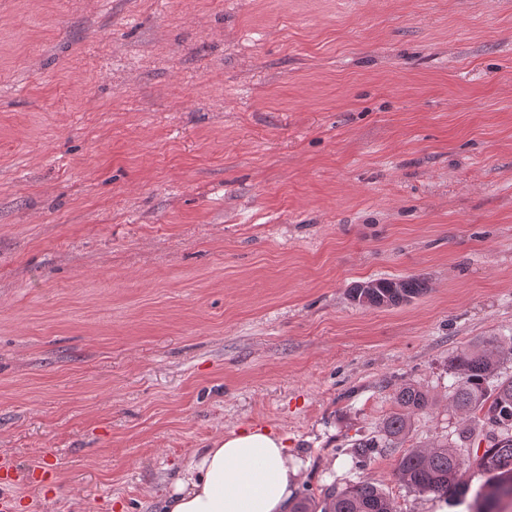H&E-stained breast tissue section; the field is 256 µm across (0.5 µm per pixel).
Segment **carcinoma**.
<instances>
[{
  "label": "carcinoma",
  "instance_id": "obj_1",
  "mask_svg": "<svg viewBox=\"0 0 512 512\" xmlns=\"http://www.w3.org/2000/svg\"><path fill=\"white\" fill-rule=\"evenodd\" d=\"M427 291L428 283L420 276L377 278L355 284L348 297L360 307L385 308L406 304ZM501 364L495 337L486 339L479 350L464 347L449 360L448 371L455 378L452 406L467 416L480 415L487 446L482 454H472L471 431L463 428L452 445L434 439L411 449L398 466V475L408 488L459 504L465 500L468 488L459 481L458 473L473 465L488 475V481L469 504V512H497L496 505L503 497L512 496V375H502ZM394 399L399 411L382 421L381 432L395 443L406 436L411 415L427 410L432 397L420 386L407 382L396 390ZM376 447L371 438L356 443L352 468L363 469ZM317 507L320 512H394L380 485L368 480L344 488L330 486L319 506L305 496L291 512H315Z\"/></svg>",
  "mask_w": 512,
  "mask_h": 512
}]
</instances>
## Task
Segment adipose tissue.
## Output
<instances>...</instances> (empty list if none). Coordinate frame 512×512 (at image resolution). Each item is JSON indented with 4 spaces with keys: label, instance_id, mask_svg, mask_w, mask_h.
Masks as SVG:
<instances>
[{
    "label": "adipose tissue",
    "instance_id": "adipose-tissue-1",
    "mask_svg": "<svg viewBox=\"0 0 512 512\" xmlns=\"http://www.w3.org/2000/svg\"><path fill=\"white\" fill-rule=\"evenodd\" d=\"M299 468L281 437L258 428L212 440L162 499L163 512H288Z\"/></svg>",
    "mask_w": 512,
    "mask_h": 512
}]
</instances>
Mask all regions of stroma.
Instances as JSON below:
<instances>
[{"label": "stroma", "instance_id": "1", "mask_svg": "<svg viewBox=\"0 0 512 512\" xmlns=\"http://www.w3.org/2000/svg\"><path fill=\"white\" fill-rule=\"evenodd\" d=\"M419 275L392 308L353 284ZM512 347V0H0V497L159 512L262 428L295 497L467 420L448 361ZM427 389L399 444L379 424ZM374 437L362 473L353 444Z\"/></svg>", "mask_w": 512, "mask_h": 512}]
</instances>
